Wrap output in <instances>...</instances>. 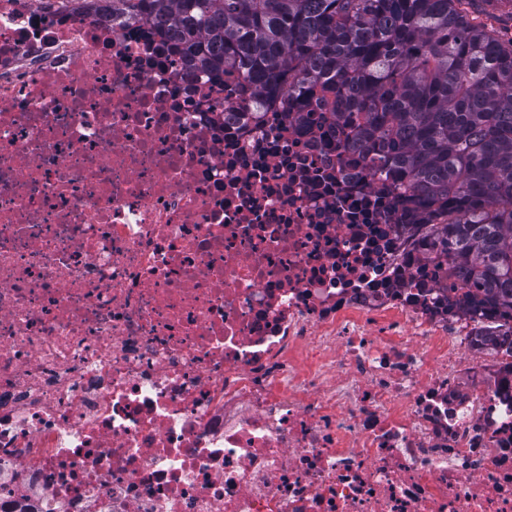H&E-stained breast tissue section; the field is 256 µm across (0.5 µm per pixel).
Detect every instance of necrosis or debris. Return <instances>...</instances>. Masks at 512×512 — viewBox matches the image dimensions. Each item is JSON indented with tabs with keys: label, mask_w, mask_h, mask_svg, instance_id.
<instances>
[{
	"label": "necrosis or debris",
	"mask_w": 512,
	"mask_h": 512,
	"mask_svg": "<svg viewBox=\"0 0 512 512\" xmlns=\"http://www.w3.org/2000/svg\"><path fill=\"white\" fill-rule=\"evenodd\" d=\"M241 86L112 0H0V512H512V341Z\"/></svg>",
	"instance_id": "necrosis-or-debris-1"
}]
</instances>
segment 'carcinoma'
<instances>
[{"label":"carcinoma","instance_id":"cac0c4a2","mask_svg":"<svg viewBox=\"0 0 512 512\" xmlns=\"http://www.w3.org/2000/svg\"><path fill=\"white\" fill-rule=\"evenodd\" d=\"M172 36L187 67L233 71L251 99L316 106L407 216L512 322V49L471 0H114Z\"/></svg>","mask_w":512,"mask_h":512}]
</instances>
